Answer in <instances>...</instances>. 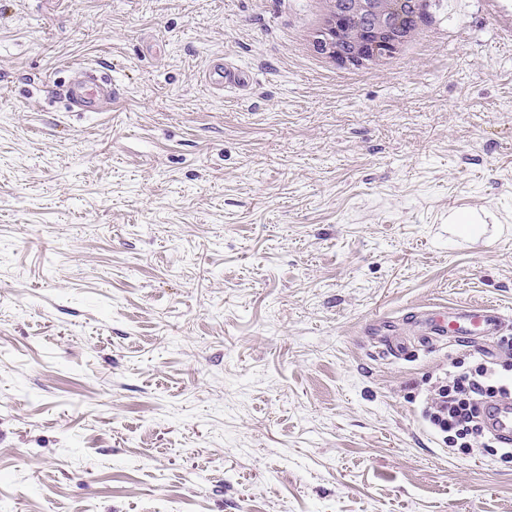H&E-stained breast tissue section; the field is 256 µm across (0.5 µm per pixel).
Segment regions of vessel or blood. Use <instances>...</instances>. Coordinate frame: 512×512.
<instances>
[{
  "label": "vessel or blood",
  "instance_id": "obj_1",
  "mask_svg": "<svg viewBox=\"0 0 512 512\" xmlns=\"http://www.w3.org/2000/svg\"><path fill=\"white\" fill-rule=\"evenodd\" d=\"M111 69L108 61L78 68L76 76L55 86L53 93L65 99L73 111H105L118 93L109 76ZM254 79L251 70L230 66L220 58L212 61L205 75L206 84L220 91L227 88L249 90ZM407 321L416 327L420 345L430 346L451 336L476 340L494 335L505 317L494 306L465 303L451 307L445 314H413ZM480 413L487 430L498 442L506 446L512 444V398L487 401L481 405Z\"/></svg>",
  "mask_w": 512,
  "mask_h": 512
}]
</instances>
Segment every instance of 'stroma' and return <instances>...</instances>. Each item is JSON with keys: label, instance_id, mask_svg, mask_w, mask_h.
Instances as JSON below:
<instances>
[{"label": "stroma", "instance_id": "stroma-1", "mask_svg": "<svg viewBox=\"0 0 512 512\" xmlns=\"http://www.w3.org/2000/svg\"><path fill=\"white\" fill-rule=\"evenodd\" d=\"M312 11L0 0V512H512V456L425 417L455 369L512 379V0H439L367 69ZM102 59L111 111L51 101ZM486 302L487 339L371 334ZM254 79L255 76L251 70L229 66L221 58L212 61L205 75L206 84L220 91L224 88H234L245 92L251 89Z\"/></svg>", "mask_w": 512, "mask_h": 512}]
</instances>
